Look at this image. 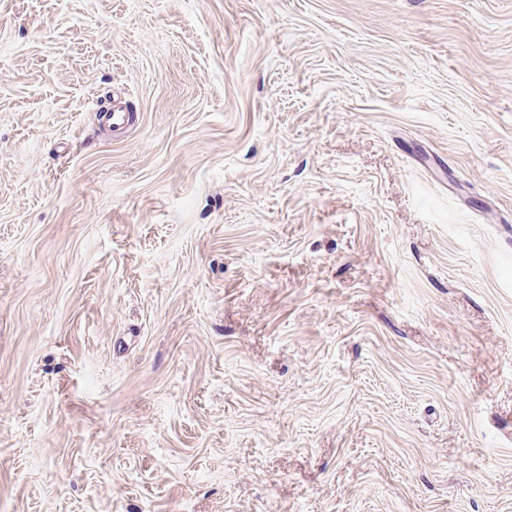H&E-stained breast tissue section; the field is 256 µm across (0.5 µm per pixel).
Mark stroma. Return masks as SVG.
<instances>
[{
	"label": "stroma",
	"mask_w": 512,
	"mask_h": 512,
	"mask_svg": "<svg viewBox=\"0 0 512 512\" xmlns=\"http://www.w3.org/2000/svg\"><path fill=\"white\" fill-rule=\"evenodd\" d=\"M0 512H512V0H0Z\"/></svg>",
	"instance_id": "obj_1"
}]
</instances>
